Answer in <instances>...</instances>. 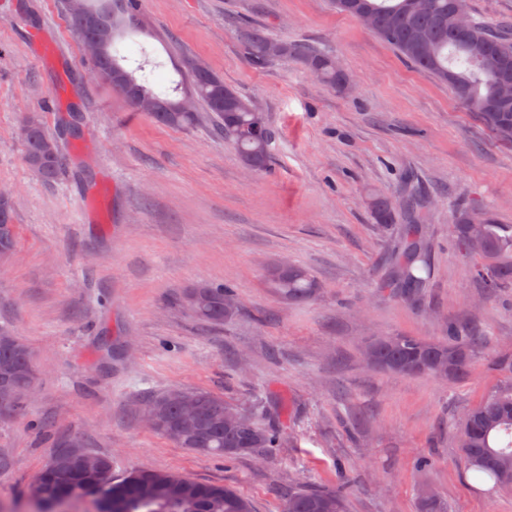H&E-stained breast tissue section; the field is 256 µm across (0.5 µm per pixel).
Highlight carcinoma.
Here are the masks:
<instances>
[{
	"instance_id": "obj_1",
	"label": "carcinoma",
	"mask_w": 512,
	"mask_h": 512,
	"mask_svg": "<svg viewBox=\"0 0 512 512\" xmlns=\"http://www.w3.org/2000/svg\"><path fill=\"white\" fill-rule=\"evenodd\" d=\"M335 7L359 20L367 29L394 46L419 71L435 75L448 84L455 98L474 113L492 135L512 143V104L499 101L500 82L512 79V29L470 17L468 29L457 30L453 0H333ZM73 30L81 41L95 40L99 52L90 58L91 71L111 91L122 96L137 112L155 123L172 128H192L211 119L217 131L238 150L253 170L269 164L270 130L261 112L226 86L224 80L193 58L182 60L187 84L179 98H166L140 80L121 61L118 41L129 33H148L143 24L141 0H68ZM241 49L250 65L263 70L277 59H293L317 81L333 88L347 86L345 73L335 57L325 50L301 44L276 42L261 30L241 32ZM19 134L25 146V161L44 183H52L66 169L64 147L48 151L56 139L40 117H22ZM367 206L377 224L397 221V207L388 197L371 194ZM423 205L408 208L411 223L404 247L395 258L389 288L398 297L418 294L432 275L429 254L416 236L415 225L423 218ZM472 209H456L451 220L460 225L455 241L474 262L475 278L489 295L512 286V225L498 224L489 209H482V223L469 226ZM17 238L13 204L0 197V258L9 256ZM266 284L279 297L306 302L320 285L303 267L274 264L267 269ZM234 298L233 288L208 283L186 287L180 305L211 325L229 317L224 301ZM0 336V389L8 386L13 405L23 410V400L35 379V366L26 343L7 326ZM474 336H381L367 348L373 368L406 376H431L456 382L471 371ZM499 376L496 387L456 422L455 444L468 468L493 488L512 489V351L501 352L491 363ZM196 401L198 413L185 415L180 406L163 394L150 399L145 409L153 412V429L173 442L198 453L234 459L283 447L287 434L273 420L257 422L245 411L235 428L224 426V399L207 390H184ZM100 469L81 470L64 449H58L35 479L34 492L40 512H57L62 503L89 497L95 512H253L251 503L226 485L205 484L173 472L139 470L118 476L112 459L98 457ZM422 512H443L437 495L428 487L418 489ZM284 512H346L343 495L335 490L288 489Z\"/></svg>"
}]
</instances>
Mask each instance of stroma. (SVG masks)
I'll list each match as a JSON object with an SVG mask.
<instances>
[{"label":"stroma","instance_id":"obj_1","mask_svg":"<svg viewBox=\"0 0 512 512\" xmlns=\"http://www.w3.org/2000/svg\"><path fill=\"white\" fill-rule=\"evenodd\" d=\"M66 10L67 0H0V191L19 226L0 263V324L36 367L24 411L0 417V512H33L36 475L72 436L116 473L226 484L253 512H283L292 486L342 491L347 512H419L422 486L446 512H512L511 490L475 483L452 429L495 385L491 359L512 350V288L486 297L448 235L459 205L512 224V146L331 0H143L151 33L124 39L126 67L144 66L163 97L184 84L183 57L222 76L270 128L271 159L256 172L212 125L153 123L89 79ZM243 26L330 51L346 89L291 60L253 69ZM74 111L66 170L44 184L25 164L19 120L39 115L54 133ZM370 190L428 202L434 274L419 303L384 287L404 226L374 223ZM273 262L306 267L319 292L282 300L265 286ZM197 282L234 288L239 314L220 326L192 317L176 298ZM452 325L488 338L461 382L364 360L375 337L436 338ZM192 389L263 423L286 402L289 444L227 461L155 433L144 400Z\"/></svg>","mask_w":512,"mask_h":512}]
</instances>
